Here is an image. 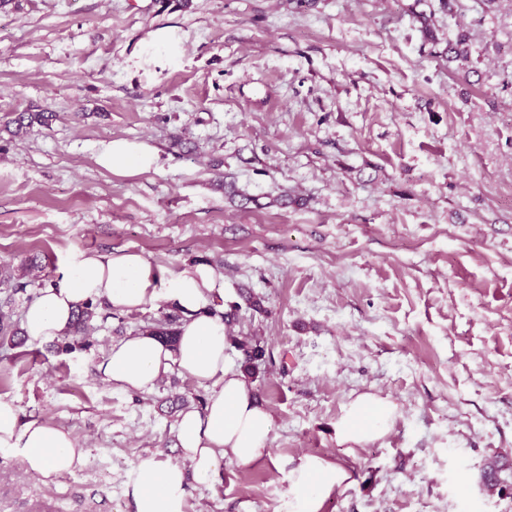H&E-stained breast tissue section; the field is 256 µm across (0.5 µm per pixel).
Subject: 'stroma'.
<instances>
[{"label": "stroma", "mask_w": 512, "mask_h": 512, "mask_svg": "<svg viewBox=\"0 0 512 512\" xmlns=\"http://www.w3.org/2000/svg\"><path fill=\"white\" fill-rule=\"evenodd\" d=\"M421 13L439 39L469 31L478 74L425 42ZM506 72V0H15L0 11V265L35 256L48 276L0 300L21 320L81 254L117 249L166 279L222 276L212 309L265 344L251 384L271 442L190 485L184 512H297L293 471L310 456L349 473L321 512H512ZM20 112L53 118L16 137ZM118 138L156 147L158 168L99 165ZM173 308L123 312L70 353L0 350V398L86 450L49 485L0 454V512H133L137 458L181 463L171 404L209 385L174 368L126 391L97 370ZM364 394L394 405L388 432L338 444ZM496 455L509 468L490 492L479 475Z\"/></svg>", "instance_id": "stroma-1"}]
</instances>
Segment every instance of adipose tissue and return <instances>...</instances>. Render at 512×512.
<instances>
[{
	"mask_svg": "<svg viewBox=\"0 0 512 512\" xmlns=\"http://www.w3.org/2000/svg\"><path fill=\"white\" fill-rule=\"evenodd\" d=\"M158 161L154 146L123 139L112 140L98 157L101 166L124 176L151 171ZM223 292L215 273L205 266L184 270L165 283L140 253H88L65 269L57 285L42 289L24 312L22 329L30 343L64 336L74 311L89 301L132 311L163 294L187 314L175 346L150 335L130 336L114 343L99 366L107 381L124 390L153 389L174 367L211 386L203 409L179 417L176 440L184 465L162 462L154 454L134 463L127 493L135 512H183L189 486L214 485L224 456L247 465L263 457L270 445L272 418L243 373L231 367L224 323L208 309L213 296ZM393 415L389 402L361 396L337 423V441L369 442L388 430ZM0 452L20 458L47 485L85 461L83 448L70 432L37 421L21 422L17 406L2 399ZM347 478L336 464L306 458L294 476L301 492L300 512H321L329 493Z\"/></svg>",
	"mask_w": 512,
	"mask_h": 512,
	"instance_id": "obj_1",
	"label": "adipose tissue"
}]
</instances>
